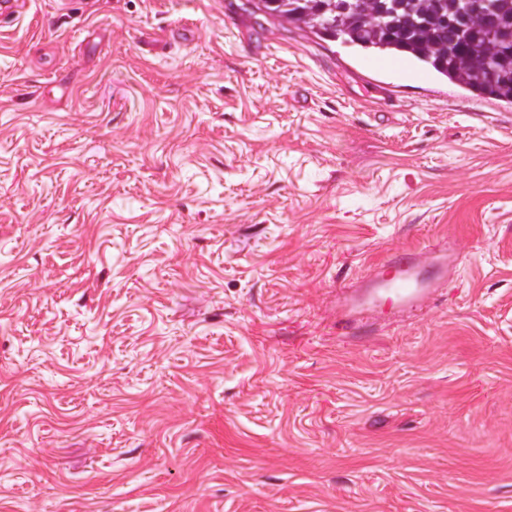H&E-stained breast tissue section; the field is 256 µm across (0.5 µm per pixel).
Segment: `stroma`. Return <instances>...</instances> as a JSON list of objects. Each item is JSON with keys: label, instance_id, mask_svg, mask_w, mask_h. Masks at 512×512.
I'll return each instance as SVG.
<instances>
[{"label": "stroma", "instance_id": "1", "mask_svg": "<svg viewBox=\"0 0 512 512\" xmlns=\"http://www.w3.org/2000/svg\"><path fill=\"white\" fill-rule=\"evenodd\" d=\"M360 57L0 12V512H512V106ZM362 69L377 71L397 77H409L421 82H427L429 76L425 72L415 71L403 60L392 58H371L362 63ZM386 271L394 272V276L388 280V288L396 291L397 305L401 308L405 305L412 306L418 299L419 263L417 256L411 252H403L399 255H391L378 265L374 278H378Z\"/></svg>", "mask_w": 512, "mask_h": 512}]
</instances>
